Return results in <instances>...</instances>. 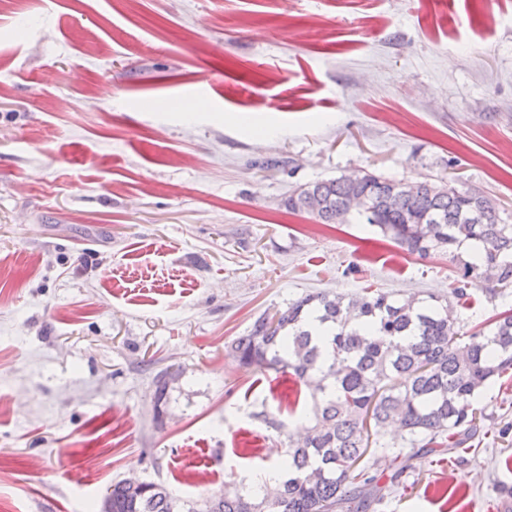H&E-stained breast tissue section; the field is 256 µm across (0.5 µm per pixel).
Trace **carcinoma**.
<instances>
[{"mask_svg": "<svg viewBox=\"0 0 512 512\" xmlns=\"http://www.w3.org/2000/svg\"><path fill=\"white\" fill-rule=\"evenodd\" d=\"M358 214L404 251L446 253L458 273L453 296L462 300L477 280L491 297L512 288V224L501 222L496 202L442 181L419 184L365 172L315 181L288 197L294 212L322 224H343L351 199ZM466 242L480 246L470 261ZM315 319L331 329L329 345L313 338ZM460 339L454 303L395 300L381 291L356 296L310 293L283 309L260 314L247 334L228 345L245 368L290 370L310 390V416L297 433L267 409L253 417L287 434L285 475L276 495L226 490L200 502L183 501L161 483L136 490L119 480L107 488L110 512H367L378 486L361 465L370 427L396 421L408 444L440 456L477 430L479 390L512 370V308ZM410 455H388L391 481L404 479Z\"/></svg>", "mask_w": 512, "mask_h": 512, "instance_id": "obj_1", "label": "carcinoma"}]
</instances>
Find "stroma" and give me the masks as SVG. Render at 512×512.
<instances>
[{"instance_id": "stroma-1", "label": "stroma", "mask_w": 512, "mask_h": 512, "mask_svg": "<svg viewBox=\"0 0 512 512\" xmlns=\"http://www.w3.org/2000/svg\"><path fill=\"white\" fill-rule=\"evenodd\" d=\"M365 171L479 191L512 224V0H10L0 512H88L126 478L192 502L279 465L285 436L251 413L296 426L307 390L225 343L312 292L456 285L446 254L285 206ZM487 288L461 334L512 306ZM476 406V432L412 456L402 487L372 455L371 512H512V377Z\"/></svg>"}]
</instances>
